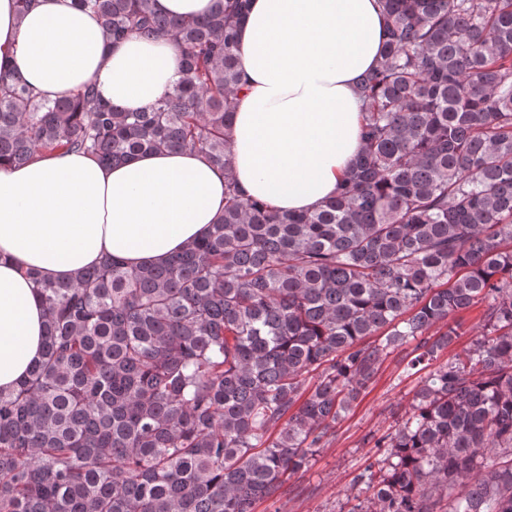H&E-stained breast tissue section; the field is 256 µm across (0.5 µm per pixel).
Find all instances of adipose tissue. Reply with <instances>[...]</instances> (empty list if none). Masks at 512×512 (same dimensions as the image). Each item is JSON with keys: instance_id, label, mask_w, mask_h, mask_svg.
<instances>
[{"instance_id": "1", "label": "adipose tissue", "mask_w": 512, "mask_h": 512, "mask_svg": "<svg viewBox=\"0 0 512 512\" xmlns=\"http://www.w3.org/2000/svg\"><path fill=\"white\" fill-rule=\"evenodd\" d=\"M384 39L378 0H251L231 131L246 195L291 212L334 195L362 147L355 81ZM180 58L166 36L112 44L71 0H39L22 16L16 0H0V67L51 99L92 83L105 101L142 110L178 80ZM223 212V171L193 153L105 167L55 152L0 166V390L14 389L43 348L44 314L24 269L67 280L108 255L159 262Z\"/></svg>"}]
</instances>
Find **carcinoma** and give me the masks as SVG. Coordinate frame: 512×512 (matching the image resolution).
<instances>
[{
    "label": "carcinoma",
    "instance_id": "carcinoma-1",
    "mask_svg": "<svg viewBox=\"0 0 512 512\" xmlns=\"http://www.w3.org/2000/svg\"><path fill=\"white\" fill-rule=\"evenodd\" d=\"M154 2L72 0L114 44L173 37L174 87L130 111L0 72V164L189 150L230 169L249 0ZM379 2L364 145L331 199L273 211L227 175L223 216L163 262L25 271L45 337L0 393V512H253L410 343L425 374L368 440L349 512H512V0ZM478 304L480 334L438 362ZM159 12L169 16H200L206 14L212 0H155Z\"/></svg>",
    "mask_w": 512,
    "mask_h": 512
}]
</instances>
